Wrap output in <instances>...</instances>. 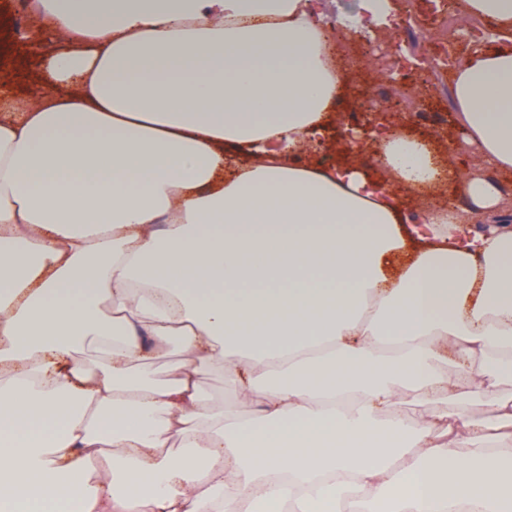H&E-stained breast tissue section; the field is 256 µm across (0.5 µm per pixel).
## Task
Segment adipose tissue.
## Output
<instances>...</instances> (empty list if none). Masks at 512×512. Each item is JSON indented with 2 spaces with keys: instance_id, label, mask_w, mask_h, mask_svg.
I'll use <instances>...</instances> for the list:
<instances>
[{
  "instance_id": "adipose-tissue-1",
  "label": "adipose tissue",
  "mask_w": 512,
  "mask_h": 512,
  "mask_svg": "<svg viewBox=\"0 0 512 512\" xmlns=\"http://www.w3.org/2000/svg\"><path fill=\"white\" fill-rule=\"evenodd\" d=\"M316 3L34 0L33 68L0 22V512H512V232L460 229L512 172V0H464L493 36L453 71L462 142L336 166L298 154L348 81L331 40L392 0ZM463 144L465 211L410 228L386 181L433 191ZM448 177L465 175L472 171L485 172L479 156L473 149L462 150L447 159ZM201 385L214 407H224V410L231 409L240 415H248L255 409V405L251 401L241 399L234 393L223 374L204 373Z\"/></svg>"
}]
</instances>
